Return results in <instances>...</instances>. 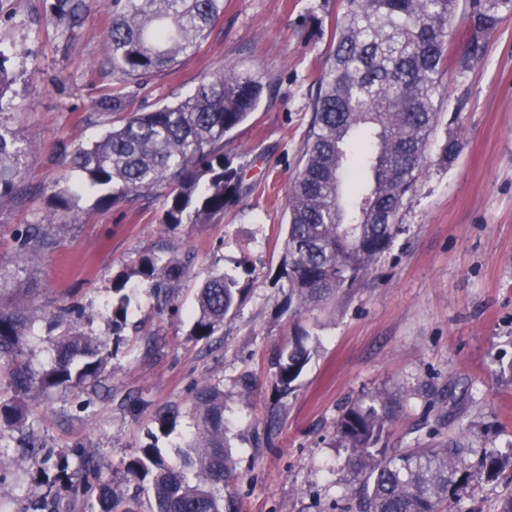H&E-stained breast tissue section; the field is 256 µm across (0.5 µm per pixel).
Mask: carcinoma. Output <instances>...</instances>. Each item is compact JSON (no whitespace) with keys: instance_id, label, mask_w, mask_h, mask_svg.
Here are the masks:
<instances>
[{"instance_id":"obj_1","label":"carcinoma","mask_w":512,"mask_h":512,"mask_svg":"<svg viewBox=\"0 0 512 512\" xmlns=\"http://www.w3.org/2000/svg\"><path fill=\"white\" fill-rule=\"evenodd\" d=\"M112 23L107 41L112 77L140 87L149 75L176 65L205 40L223 14L222 0H108ZM458 0H344L331 49L316 80L312 121L303 163L288 191L285 262L288 288L299 306L323 302L368 274L403 231L399 212L416 189L437 130L440 77L472 68L486 55L487 38L512 16V0H467V41L456 60L447 54ZM88 0H54V22L74 30ZM0 53V102L15 78ZM267 84L233 68L203 80L175 104L149 112L127 111L124 96H109L97 108L119 116L100 139L79 148L73 164L110 207L132 196L163 200L160 223L209 224L247 186L241 166L224 153V137L255 111ZM25 154L12 132L0 128V204L25 194ZM47 219L70 211V191L55 195ZM16 252L32 257L53 246L43 224H30L15 238ZM133 274L147 282L159 304L176 306L180 284L192 276V257L175 253L142 256ZM129 277L112 285V335L126 324ZM237 280L209 275L196 295L192 335L219 334L234 308ZM34 313L0 300V355H12L32 326ZM51 366L30 371L15 361L14 395L0 396V432L29 425L19 394L83 388L95 382L108 357L109 341L71 327L55 339ZM310 360L305 337L297 336L275 362L286 392ZM395 405L381 392L345 408L336 437L349 449L348 465L361 483L362 512H468L458 490L476 478L467 463L468 426L459 422L444 441L399 451L381 446ZM197 431L177 462L149 443L124 462L126 478L147 490L149 512H226L224 483L233 460L224 445V390L202 385L194 404ZM72 478L85 490L98 478L86 453L77 455ZM512 467V457L483 452L489 476ZM88 512H133L109 487L98 486Z\"/></svg>"}]
</instances>
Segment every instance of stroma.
I'll list each match as a JSON object with an SVG mask.
<instances>
[{"instance_id":"1","label":"stroma","mask_w":512,"mask_h":512,"mask_svg":"<svg viewBox=\"0 0 512 512\" xmlns=\"http://www.w3.org/2000/svg\"><path fill=\"white\" fill-rule=\"evenodd\" d=\"M52 0H0V53L15 73L0 105V127L27 156L29 196L0 206V274L25 289L35 322L19 344L31 370L48 368L53 339L66 329L61 305L87 334L112 336V282L129 276L134 295L98 389L56 388L26 395L31 432L0 433L9 461L0 479V512H85L81 487H63L62 464L89 453L114 495L144 500L123 463L157 442L177 459L196 429L198 387L224 391V439L234 475L224 488L234 512H357L358 483L349 452L336 443L342 410L370 392L398 402L383 443L403 449L470 426V465L481 449L512 455V17L490 36L484 60L445 74L440 124L428 167L403 207V232L384 259L336 299L305 309L288 301L284 274L288 187L302 164L311 92L343 0H224L209 38L170 71L150 77L128 98L132 112L175 102L198 83L234 67L262 75L272 91L224 140L250 189L209 224L164 227L162 202L139 199L105 209L73 165L78 148L99 139L112 115L96 109L119 92L108 60L110 14L92 0L75 32L50 19ZM459 145L438 163L447 138ZM72 193L69 215L49 225L51 250L15 253V237ZM195 257L178 290L177 312H158L133 271L151 252ZM234 275L236 308L210 342L191 334L199 284L213 272ZM312 358L291 392H281L275 360L294 337ZM178 417L160 431L158 416ZM35 437L37 456L23 446ZM512 492L505 477L478 475L459 495L470 512H497Z\"/></svg>"}]
</instances>
